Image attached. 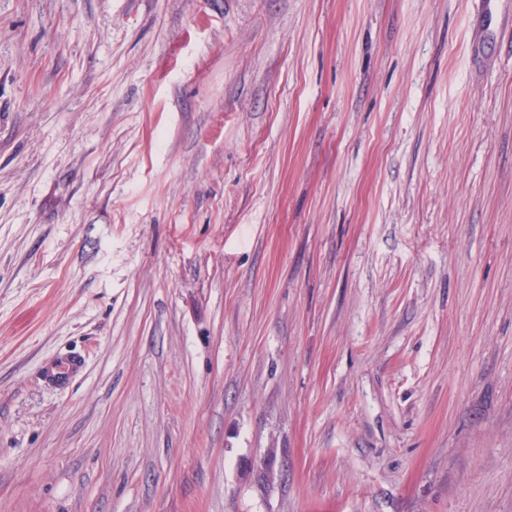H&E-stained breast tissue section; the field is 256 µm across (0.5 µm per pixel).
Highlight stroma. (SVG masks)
<instances>
[{
    "label": "stroma",
    "mask_w": 512,
    "mask_h": 512,
    "mask_svg": "<svg viewBox=\"0 0 512 512\" xmlns=\"http://www.w3.org/2000/svg\"><path fill=\"white\" fill-rule=\"evenodd\" d=\"M486 10L0 0V512H512ZM83 367V360L78 356H58L42 367L43 381L54 387H64Z\"/></svg>",
    "instance_id": "obj_1"
}]
</instances>
